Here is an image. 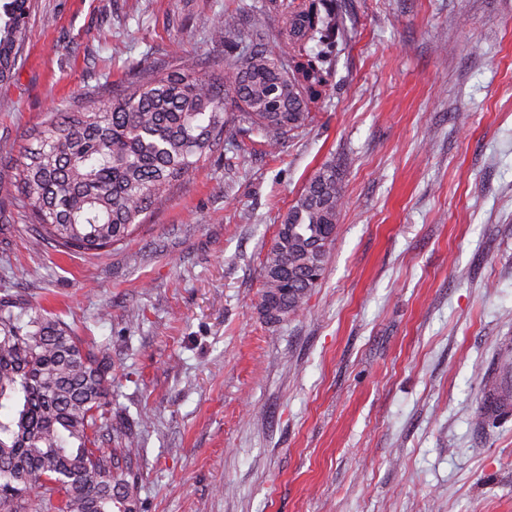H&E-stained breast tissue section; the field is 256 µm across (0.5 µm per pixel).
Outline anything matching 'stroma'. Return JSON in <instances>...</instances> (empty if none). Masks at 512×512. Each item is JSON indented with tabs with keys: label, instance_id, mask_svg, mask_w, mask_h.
Wrapping results in <instances>:
<instances>
[{
	"label": "stroma",
	"instance_id": "stroma-1",
	"mask_svg": "<svg viewBox=\"0 0 512 512\" xmlns=\"http://www.w3.org/2000/svg\"><path fill=\"white\" fill-rule=\"evenodd\" d=\"M265 0H38L0 157ZM328 97L277 151L231 130L125 243L32 249L0 182V297L112 356V422L139 418V512H512V0H342ZM326 164L344 187L325 272L266 324L263 261Z\"/></svg>",
	"mask_w": 512,
	"mask_h": 512
}]
</instances>
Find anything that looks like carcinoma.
I'll list each match as a JSON object with an SVG mask.
<instances>
[{"instance_id": "cac0c4a2", "label": "carcinoma", "mask_w": 512, "mask_h": 512, "mask_svg": "<svg viewBox=\"0 0 512 512\" xmlns=\"http://www.w3.org/2000/svg\"><path fill=\"white\" fill-rule=\"evenodd\" d=\"M34 8L35 0H0V83L15 75ZM214 28L225 47L244 39L248 50L205 74L177 56L160 71L133 74L110 98L50 112L29 134L36 146L0 166L16 183L14 206L36 224L33 248L85 254L123 243L231 128L255 130L276 148L307 125L347 38L338 0H265L248 26L227 15ZM343 198L336 166L326 164L283 216L262 267L266 323L298 313L318 286ZM111 401L106 350L44 308L1 298L0 512H22L32 492L42 512H139L137 434L127 429L119 447H96Z\"/></svg>"}]
</instances>
